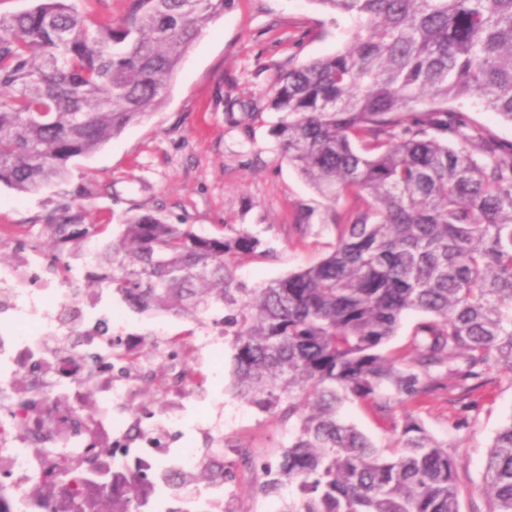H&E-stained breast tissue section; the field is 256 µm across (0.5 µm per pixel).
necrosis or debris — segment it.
I'll use <instances>...</instances> for the list:
<instances>
[{
    "mask_svg": "<svg viewBox=\"0 0 512 512\" xmlns=\"http://www.w3.org/2000/svg\"><path fill=\"white\" fill-rule=\"evenodd\" d=\"M0 247L12 254L0 265V512H69L76 495L97 512L120 497L121 475L158 473L167 456L174 471L198 465L200 449L166 446L192 384H170L155 422L137 426L145 401L133 357L148 342L168 354L173 341L113 325L75 277L15 240ZM62 462L65 479L45 481Z\"/></svg>",
    "mask_w": 512,
    "mask_h": 512,
    "instance_id": "necrosis-or-debris-1",
    "label": "necrosis or debris"
}]
</instances>
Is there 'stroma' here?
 Listing matches in <instances>:
<instances>
[{
    "mask_svg": "<svg viewBox=\"0 0 512 512\" xmlns=\"http://www.w3.org/2000/svg\"><path fill=\"white\" fill-rule=\"evenodd\" d=\"M349 20H335L313 0H231L185 54L163 105L149 120L128 126L92 156L72 160L68 191L103 187L85 199L87 221L115 224L126 214L153 213L174 224H190L204 235L244 229L258 236L268 255H243L235 278L255 288L317 263L331 252L337 233L324 223L329 203L278 154L271 129L277 113L267 108L281 75L289 68L330 55L348 43ZM57 190L44 187L20 194L0 186V228L21 229V239L46 261L69 264L85 278L84 260L59 253L40 239ZM311 210L306 233L294 227L298 209ZM113 311L141 334L183 336L190 322L166 314H139L120 298ZM234 350L223 342L219 355L205 353L196 396L169 438L182 448L200 445L204 432L223 424L226 459L235 446L256 457L275 459L287 443L289 424L234 398L229 390ZM492 382L470 397L452 401L449 379L415 408L416 415L459 458L461 512L481 505L485 451L497 429L512 418V373L495 368ZM253 475L241 474L235 494L225 500L231 512H281L287 494L253 493Z\"/></svg>",
    "mask_w": 512,
    "mask_h": 512,
    "instance_id": "1",
    "label": "stroma"
}]
</instances>
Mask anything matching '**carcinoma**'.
<instances>
[{
    "label": "carcinoma",
    "mask_w": 512,
    "mask_h": 512,
    "mask_svg": "<svg viewBox=\"0 0 512 512\" xmlns=\"http://www.w3.org/2000/svg\"><path fill=\"white\" fill-rule=\"evenodd\" d=\"M353 21L346 48L288 70L268 107L281 156L323 198L347 196L330 254L244 288L246 230L201 235L154 214L126 215L94 254L131 309L222 326L234 349L230 385L243 403L296 420L275 463L248 448L200 464L209 483L291 498L281 512H460V460L410 406L446 367L464 397L493 367L512 372V141L483 133L475 101L512 123V0H311ZM229 0H128L100 25L78 0H36L0 15V185L29 193L68 181L165 101L185 52ZM64 195L41 236L80 254L101 224ZM428 315L404 353L387 352L402 316ZM349 402L390 424L381 450L337 417ZM402 409L396 415V409ZM154 483L135 471L112 512H136ZM485 512H512V419L485 458Z\"/></svg>",
    "instance_id": "obj_1"
}]
</instances>
